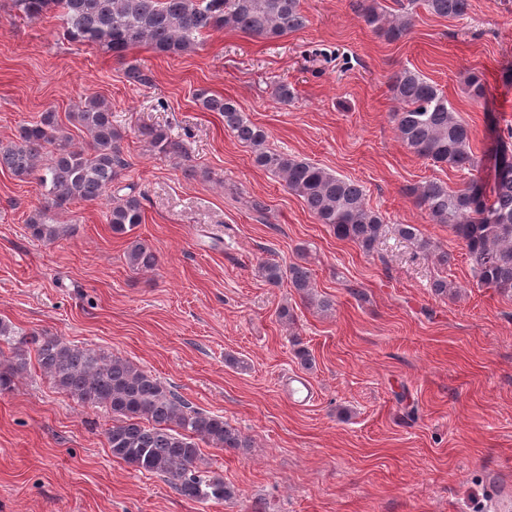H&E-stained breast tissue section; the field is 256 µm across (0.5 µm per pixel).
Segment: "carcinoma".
<instances>
[{"instance_id": "cac0c4a2", "label": "carcinoma", "mask_w": 512, "mask_h": 512, "mask_svg": "<svg viewBox=\"0 0 512 512\" xmlns=\"http://www.w3.org/2000/svg\"><path fill=\"white\" fill-rule=\"evenodd\" d=\"M13 4L29 19L52 15L62 22L70 41L95 45L119 58L139 45L167 56L189 54L212 30L231 29L271 40L307 23L300 0H13ZM417 5L452 19L466 16L470 8L469 0H407L390 18L379 0H356L355 12L367 26L395 41L415 26ZM466 86L474 102L485 100L481 75H470ZM389 90L398 104L391 120L409 152L457 171L478 169L472 130L436 85L404 68L390 77ZM196 98L204 110L222 114L225 127L252 149L255 165L279 177L336 238L366 252L373 250L385 217L367 205L363 185L303 158L267 149L266 132L235 101L207 91ZM67 119L88 138L87 147L75 146L52 111L20 126L14 140L0 144V169L20 180H33L45 199V205L30 215L29 230L34 237L54 243L72 232L71 225L57 223L55 212L111 192L107 223L112 232L133 231L144 223L143 204L134 193L121 194L119 181L127 161L122 133L112 124L111 106L87 95ZM140 134L159 153L185 151L184 143L165 129L145 127ZM411 193L432 223L448 225L461 241L478 282L512 297V128L497 140L491 187L473 176L457 189L430 180ZM125 259L133 271L151 270L158 264L157 253L138 239L128 243ZM258 272L271 285L289 281L303 298L311 299L306 266L266 262ZM5 347L10 356L0 359V393L12 390L15 379L27 370L31 349L39 369L59 390L87 407L111 410L107 442L113 458L141 473L166 477L192 501H223L234 495L222 477L197 466L200 440L228 451L246 447L241 433L224 417L193 407L127 359L58 336L26 333L0 319V356Z\"/></svg>"}]
</instances>
